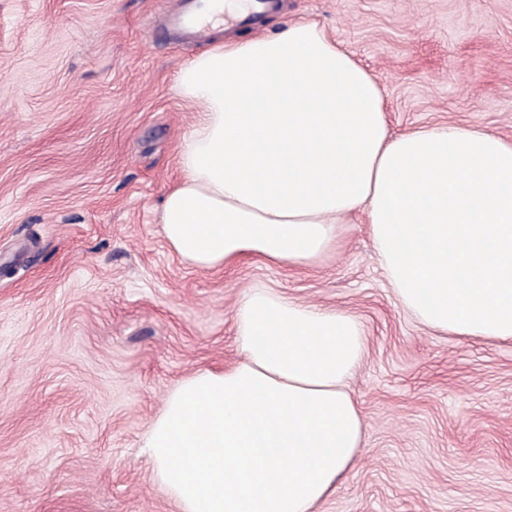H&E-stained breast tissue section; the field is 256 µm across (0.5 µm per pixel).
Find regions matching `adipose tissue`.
I'll use <instances>...</instances> for the list:
<instances>
[{
    "label": "adipose tissue",
    "mask_w": 512,
    "mask_h": 512,
    "mask_svg": "<svg viewBox=\"0 0 512 512\" xmlns=\"http://www.w3.org/2000/svg\"><path fill=\"white\" fill-rule=\"evenodd\" d=\"M178 84L204 112L161 209L180 258L310 265L362 212L420 323L512 339V142L456 124L390 136L376 79L313 23L216 43ZM236 326L243 361L186 377L145 451L180 512H316L358 458L345 379L362 327L266 288L246 293Z\"/></svg>",
    "instance_id": "ef3b65f1"
}]
</instances>
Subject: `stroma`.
<instances>
[{
  "label": "stroma",
  "mask_w": 512,
  "mask_h": 512,
  "mask_svg": "<svg viewBox=\"0 0 512 512\" xmlns=\"http://www.w3.org/2000/svg\"><path fill=\"white\" fill-rule=\"evenodd\" d=\"M162 0H0V512H180L141 443L197 370L241 360L251 288L346 311L365 424L317 512H512V340L430 329L398 301L366 214L316 264L200 270L159 224L213 46ZM317 24L378 80L391 134L455 123L512 141V0H280L250 39Z\"/></svg>",
  "instance_id": "1"
}]
</instances>
